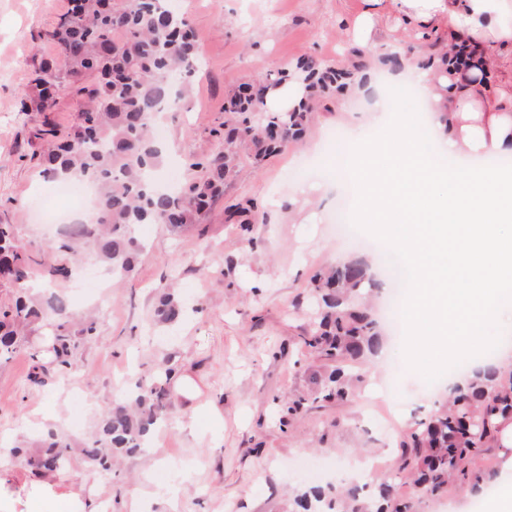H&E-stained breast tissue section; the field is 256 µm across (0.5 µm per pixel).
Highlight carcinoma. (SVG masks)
<instances>
[{"label": "carcinoma", "instance_id": "carcinoma-1", "mask_svg": "<svg viewBox=\"0 0 512 512\" xmlns=\"http://www.w3.org/2000/svg\"><path fill=\"white\" fill-rule=\"evenodd\" d=\"M49 38L59 58L43 63L34 73L37 96L21 100V111L43 112L56 96L79 98L81 122L61 136L55 128L43 135L53 149L44 173L53 179L87 182L96 188L91 218L74 225L51 244L67 259L80 255L91 243L97 260L114 279L132 271L140 249L133 229L139 224H166L185 231L205 220L211 203L237 176L240 158L258 162L300 140L313 120L318 100L346 91L357 74L367 68L358 60L349 68L303 58L295 70L266 77L280 85L293 76L305 83L306 96L290 112H269L264 88L245 84L224 100V137L217 151L192 167L198 173L180 189L157 190L150 174L161 162L159 143L152 135L158 105L172 95L188 91L194 56V34L188 17L172 9L169 0H70ZM93 73L95 81L86 84ZM254 205L231 204L227 222L251 224ZM35 260L15 228L0 224V278L12 281L20 296L12 308L0 310V357L9 358L27 328L36 321L52 327L50 350L57 372L72 366L73 350L68 326L71 314L60 295L29 294ZM376 286L364 262L348 260L315 274L309 288L314 311L301 336L305 347L322 361L314 372L315 388L288 403L297 413L323 401L343 402L352 394L350 371L378 354L383 346L380 325L362 293ZM186 306L174 292L163 293L154 322L181 321ZM169 367L135 383V390L103 414L100 434L81 448L85 461L108 470L112 456L136 452L157 421L165 418L170 399ZM512 420V371H475L451 390L448 400L415 421L407 439L399 444L392 473L375 491L348 482L300 490L294 512H413L414 503L401 502L395 481L408 486L417 501L445 496L483 480L479 468L487 449L498 440L501 426ZM40 452L28 464L43 472L63 468L73 450L68 438L56 431L44 433Z\"/></svg>", "mask_w": 512, "mask_h": 512}]
</instances>
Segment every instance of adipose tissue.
<instances>
[{
  "label": "adipose tissue",
  "mask_w": 512,
  "mask_h": 512,
  "mask_svg": "<svg viewBox=\"0 0 512 512\" xmlns=\"http://www.w3.org/2000/svg\"><path fill=\"white\" fill-rule=\"evenodd\" d=\"M354 35L366 39L383 10L419 24L443 27L451 51L470 52L472 81L461 84L432 67L408 64L386 81L412 80L434 112L433 128L441 150L453 156L512 153V0H364ZM503 69L505 83L492 86L484 70Z\"/></svg>",
  "instance_id": "ef3b65f1"
}]
</instances>
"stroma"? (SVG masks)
I'll return each mask as SVG.
<instances>
[{"mask_svg":"<svg viewBox=\"0 0 512 512\" xmlns=\"http://www.w3.org/2000/svg\"><path fill=\"white\" fill-rule=\"evenodd\" d=\"M195 33L193 92L180 112L166 113L165 157L155 179L182 184L191 164L216 149L213 129L224 120L226 96L245 82L294 66L301 57L353 61L361 50L370 73L385 54L398 52L424 64L438 32L383 14L371 40L349 31L363 0H173ZM70 0H0V224L16 228L35 259V275L56 263L47 247L48 212L76 210L58 199L54 181L39 166L46 150L38 131L47 124L76 128L79 105L58 98L47 112H24L35 95L32 74L58 49L46 33ZM360 98L337 97L315 114L307 136L264 161L242 158L236 179L192 232L142 224L143 249L122 282L87 261L69 281L53 285L73 314L77 349L67 375L49 371L44 384L29 377L32 353L50 361L51 330L32 325L9 360L0 361V512H52L59 499L68 512L94 502L99 512H288L297 489L346 475L375 485L376 469L363 460L393 459L399 435L433 409L447 380L427 383L409 370L401 352L377 368L363 366L352 400L309 408L281 423L279 402L311 390L319 361L301 343L310 314L307 286L337 258L358 257L388 288L375 253L332 222L340 198L336 175L352 143L381 131L386 116L362 111ZM232 199H251L258 220L249 230L224 221ZM175 286L189 311L174 326L152 320L156 297ZM96 331L84 336L85 313ZM174 370L163 423L148 451L120 455L100 474L81 457L40 478L26 463L37 437L56 429L76 442L97 431L102 412L138 378L158 365ZM24 444V454L6 448Z\"/></svg>","mask_w":512,"mask_h":512,"instance_id":"1","label":"stroma"}]
</instances>
